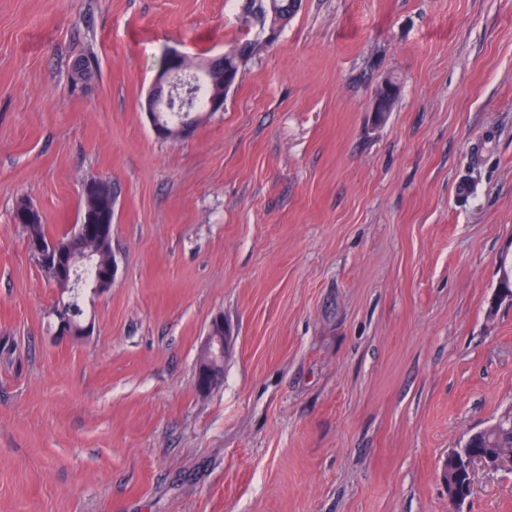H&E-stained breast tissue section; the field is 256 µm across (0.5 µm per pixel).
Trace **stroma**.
<instances>
[{"label": "stroma", "mask_w": 512, "mask_h": 512, "mask_svg": "<svg viewBox=\"0 0 512 512\" xmlns=\"http://www.w3.org/2000/svg\"><path fill=\"white\" fill-rule=\"evenodd\" d=\"M245 4L0 0V512H448L449 451L512 406V0ZM232 47L223 111L157 138L163 56ZM90 177L116 272L59 344L14 209L61 237ZM459 512H512V471ZM290 0H249L247 8L256 9L263 16H269L273 26L283 24L293 14L289 12ZM99 187V193L86 200L82 194L83 211L87 208L96 212L101 218V224H112V203L114 202V193L110 181L96 184ZM226 346L227 336H225L224 326L213 331V336H210V334L207 336L202 360L200 359L201 362L196 368L194 376L196 387L206 389L213 386L223 366Z\"/></svg>", "instance_id": "obj_1"}]
</instances>
